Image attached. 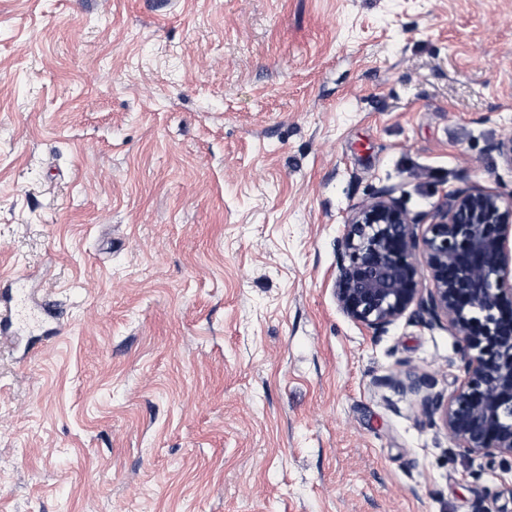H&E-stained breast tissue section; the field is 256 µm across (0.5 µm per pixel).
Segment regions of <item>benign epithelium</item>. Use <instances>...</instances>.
Returning a JSON list of instances; mask_svg holds the SVG:
<instances>
[{
    "mask_svg": "<svg viewBox=\"0 0 512 512\" xmlns=\"http://www.w3.org/2000/svg\"><path fill=\"white\" fill-rule=\"evenodd\" d=\"M418 227L392 189L353 207L336 240L337 305L373 336L409 311L454 328L463 378L448 397L412 370L391 382L438 416L449 454L512 458V196L460 189Z\"/></svg>",
    "mask_w": 512,
    "mask_h": 512,
    "instance_id": "7a95c632",
    "label": "benign epithelium"
}]
</instances>
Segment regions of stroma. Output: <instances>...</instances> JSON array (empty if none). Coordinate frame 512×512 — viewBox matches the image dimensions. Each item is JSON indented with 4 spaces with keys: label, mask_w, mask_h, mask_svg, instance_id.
I'll use <instances>...</instances> for the list:
<instances>
[{
    "label": "stroma",
    "mask_w": 512,
    "mask_h": 512,
    "mask_svg": "<svg viewBox=\"0 0 512 512\" xmlns=\"http://www.w3.org/2000/svg\"><path fill=\"white\" fill-rule=\"evenodd\" d=\"M512 0H0V512H512L461 342L334 296L352 206L512 195Z\"/></svg>",
    "instance_id": "obj_1"
}]
</instances>
